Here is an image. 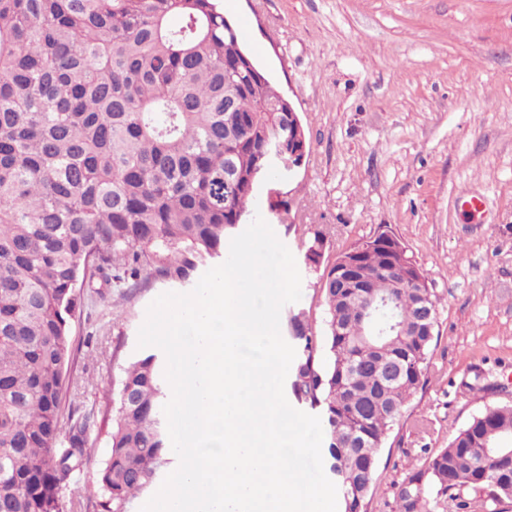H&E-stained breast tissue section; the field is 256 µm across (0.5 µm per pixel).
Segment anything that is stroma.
Listing matches in <instances>:
<instances>
[{"instance_id": "stroma-1", "label": "stroma", "mask_w": 512, "mask_h": 512, "mask_svg": "<svg viewBox=\"0 0 512 512\" xmlns=\"http://www.w3.org/2000/svg\"><path fill=\"white\" fill-rule=\"evenodd\" d=\"M241 42L289 96L310 142L300 168H273L255 191L293 254L297 303L322 329L323 268L388 231L437 300L427 381L379 451L366 512H398L397 492L424 457L487 404H512V0H220ZM289 214L269 208V193ZM326 235L320 268L304 240ZM150 282L81 304L71 324L74 406L89 417L92 465L76 478L84 512H101L103 416L121 369L141 356ZM494 384L468 390L475 376Z\"/></svg>"}]
</instances>
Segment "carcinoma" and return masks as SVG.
Listing matches in <instances>:
<instances>
[{
    "instance_id": "1",
    "label": "carcinoma",
    "mask_w": 512,
    "mask_h": 512,
    "mask_svg": "<svg viewBox=\"0 0 512 512\" xmlns=\"http://www.w3.org/2000/svg\"><path fill=\"white\" fill-rule=\"evenodd\" d=\"M288 98L243 50L218 0H0V512H83L87 417L67 403L77 289L194 284L246 223L270 152L288 153ZM312 267L324 235L303 243ZM360 288L320 276L324 330L290 313L291 399L318 416L341 512H365L378 451L425 383L436 307L383 231L339 254ZM154 354L122 369L104 512H127L168 463ZM68 447L58 446L62 432ZM479 495L473 501L464 492ZM512 404H489L399 488V512H502Z\"/></svg>"
}]
</instances>
